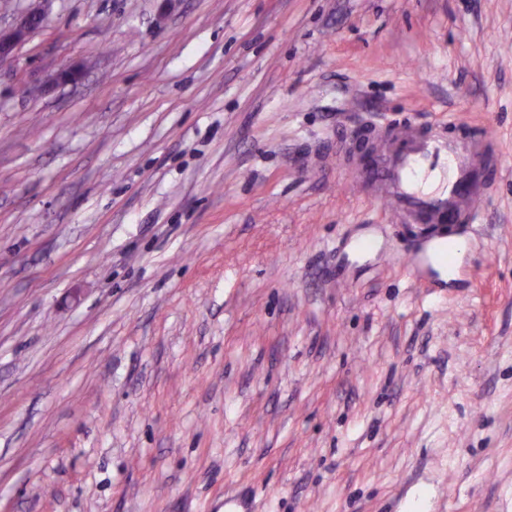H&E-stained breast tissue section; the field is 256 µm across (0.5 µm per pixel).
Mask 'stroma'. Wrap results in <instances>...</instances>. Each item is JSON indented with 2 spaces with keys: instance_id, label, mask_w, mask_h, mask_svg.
Instances as JSON below:
<instances>
[{
  "instance_id": "obj_1",
  "label": "stroma",
  "mask_w": 512,
  "mask_h": 512,
  "mask_svg": "<svg viewBox=\"0 0 512 512\" xmlns=\"http://www.w3.org/2000/svg\"><path fill=\"white\" fill-rule=\"evenodd\" d=\"M451 113L502 166L420 279L336 140ZM0 512H512V0H51L0 66Z\"/></svg>"
}]
</instances>
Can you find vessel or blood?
I'll return each mask as SVG.
<instances>
[{"label": "vessel or blood", "mask_w": 512, "mask_h": 512, "mask_svg": "<svg viewBox=\"0 0 512 512\" xmlns=\"http://www.w3.org/2000/svg\"><path fill=\"white\" fill-rule=\"evenodd\" d=\"M345 143L358 196L388 223L428 226L427 246L405 255L410 270L419 275L438 263L455 266L450 229L480 221L491 188L488 169L501 161L497 141L466 131L451 117L427 129L394 120L361 126L346 134Z\"/></svg>", "instance_id": "obj_1"}]
</instances>
